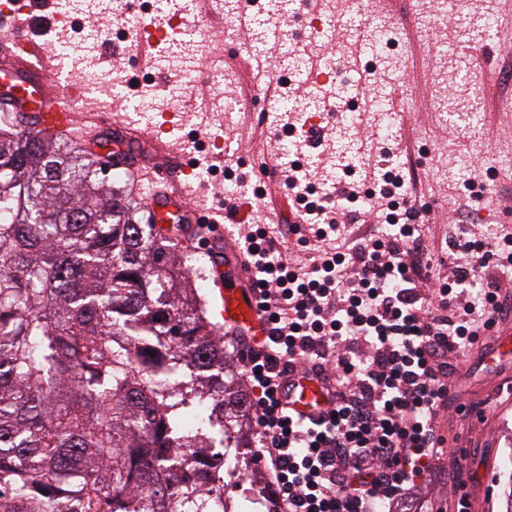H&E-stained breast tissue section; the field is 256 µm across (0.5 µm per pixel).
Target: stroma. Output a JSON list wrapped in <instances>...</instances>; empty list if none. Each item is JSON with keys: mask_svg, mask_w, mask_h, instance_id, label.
Returning <instances> with one entry per match:
<instances>
[{"mask_svg": "<svg viewBox=\"0 0 512 512\" xmlns=\"http://www.w3.org/2000/svg\"><path fill=\"white\" fill-rule=\"evenodd\" d=\"M457 2L459 22L451 27L435 21L438 0H316L311 11L297 4L272 13L263 27L268 44L277 49L274 66L282 69L289 64V40L302 23L322 15L333 17L329 38L316 36L304 43V60L320 59L332 67L325 86L301 83L300 100L307 106L326 95L339 104L346 100L349 81L359 78L356 67L345 63L358 26L387 25L394 48L376 60V87L388 90L401 83L404 118L389 131L368 119L353 129L352 136L374 135L395 158L410 156L421 184L412 203L433 210L421 231L432 249L426 273L433 280L448 271L451 240L485 238L488 227L481 213L512 202V171L501 174L490 167L492 159H512V112L498 109L500 102L512 101V50L498 36L483 34L484 15L498 14L506 0ZM188 19L209 30L208 39L200 42L187 36L176 45L158 39L149 69L140 67L129 42H121L116 59L122 69L148 74L150 82L136 91L126 85L115 88L112 98H100V108L114 121L126 123L148 149L163 124L168 127L163 141L181 142L191 133L207 142V151L189 148L181 158L197 174L186 190L192 205L220 213L225 194L231 192L238 204H251L249 221L287 223L289 208L277 177L261 178L244 169L240 182L227 188L205 176L217 155L234 163L255 155L277 159L287 143L281 130L283 102L268 93L267 78L257 75L253 38L225 40L228 15L196 11ZM463 26L479 40L482 68L470 64L471 47L459 32ZM169 50L200 73L193 92L174 102L159 96L167 81L164 54ZM441 103L451 113L474 106L481 115L479 125L472 129L445 124L437 115ZM462 157L471 171L485 174L491 186L488 193L470 195L446 177V170ZM453 383L457 402L440 410L439 422L449 439L459 442L460 452L457 458L437 461L416 491V512H456L457 499L448 485V468L454 461L478 475L467 488L470 512H503L512 493V365L495 368L475 351L458 362Z\"/></svg>", "mask_w": 512, "mask_h": 512, "instance_id": "stroma-1", "label": "stroma"}]
</instances>
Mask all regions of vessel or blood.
<instances>
[{
  "mask_svg": "<svg viewBox=\"0 0 512 512\" xmlns=\"http://www.w3.org/2000/svg\"><path fill=\"white\" fill-rule=\"evenodd\" d=\"M56 0H0V19L18 30L19 36L0 45V122L38 135H65L103 160L130 171L147 172L151 192L147 199L151 223L164 224L177 216L182 225V243L204 246L209 259L208 279L217 291L213 315L229 336L241 337L245 354H252L268 335V324L258 292L252 287L246 255L231 245L229 233L215 218L201 216L187 207L177 148L157 144L158 160L146 158L139 143L126 128L113 126L103 113H94L91 132H78L79 120L63 102L77 90L66 82H51L57 73L56 58L26 36L28 27L43 20L45 10L56 8ZM292 390L286 399L291 416L299 423L318 421L329 408L324 382L313 375L293 374Z\"/></svg>",
  "mask_w": 512,
  "mask_h": 512,
  "instance_id": "obj_1",
  "label": "vessel or blood"
}]
</instances>
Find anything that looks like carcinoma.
<instances>
[{
	"instance_id": "cac0c4a2",
	"label": "carcinoma",
	"mask_w": 512,
	"mask_h": 512,
	"mask_svg": "<svg viewBox=\"0 0 512 512\" xmlns=\"http://www.w3.org/2000/svg\"><path fill=\"white\" fill-rule=\"evenodd\" d=\"M255 431L178 243L101 159L0 128V512H232ZM232 461L231 467H228L227 464L224 465V487L227 488L228 494L227 496L230 497L231 504L233 506V510H241L237 509V505L241 500L248 501V509L243 510H249L250 512H255L259 510L258 505L254 504L250 499L245 498L244 493L242 492V489L239 487L240 484V475L238 474L237 470L234 468V462Z\"/></svg>"
}]
</instances>
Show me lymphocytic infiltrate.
I'll return each mask as SVG.
<instances>
[{
	"label": "lymphocytic infiltrate",
	"mask_w": 512,
	"mask_h": 512,
	"mask_svg": "<svg viewBox=\"0 0 512 512\" xmlns=\"http://www.w3.org/2000/svg\"><path fill=\"white\" fill-rule=\"evenodd\" d=\"M376 162L379 189L340 178L313 194L296 163L275 168L297 223L286 231L303 259L283 256L273 228L249 224L240 242L271 325L246 368L258 415L259 458L280 512H411V494L438 450L431 426L448 403V381L482 328L512 315V235L458 241L445 281L423 272L420 213L407 203L413 168ZM370 202L391 234L348 243L353 203ZM324 377L334 388L322 422L297 424L282 402L287 372Z\"/></svg>",
	"instance_id": "1"
}]
</instances>
